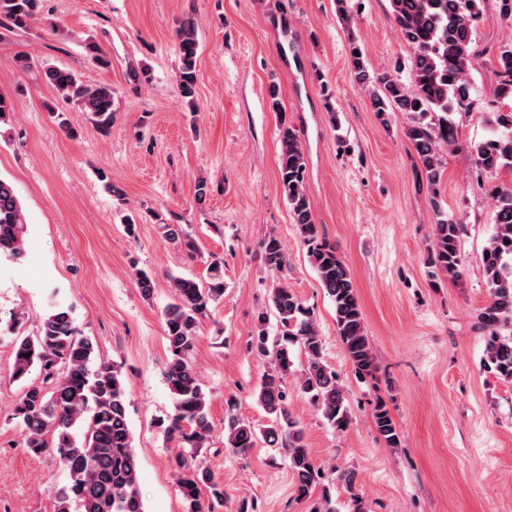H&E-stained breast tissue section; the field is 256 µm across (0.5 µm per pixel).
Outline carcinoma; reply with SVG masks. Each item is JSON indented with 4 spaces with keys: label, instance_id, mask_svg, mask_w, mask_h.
I'll return each instance as SVG.
<instances>
[{
    "label": "carcinoma",
    "instance_id": "1",
    "mask_svg": "<svg viewBox=\"0 0 512 512\" xmlns=\"http://www.w3.org/2000/svg\"><path fill=\"white\" fill-rule=\"evenodd\" d=\"M43 0H0V24L17 27L41 18ZM486 0H390L395 27L412 51L410 84L382 74L372 76L364 50L350 40L349 67L355 80L368 88L373 111L382 122L390 112H404L410 121L405 136L415 150L430 192L435 216L430 261L436 272L450 280L460 276L459 240L462 225L448 216L440 198L444 170L440 147L454 140V108L472 104L470 76L478 52L472 37L478 24L487 19ZM181 67L177 81L180 96L194 106L196 61L199 48L193 21L184 20L176 30ZM498 72L496 94L512 100V42L496 53ZM45 80L65 103L76 104L88 116L93 128L106 135L114 121L112 87L88 85L71 69L48 66ZM486 124L491 135L474 145L477 167L482 171H512V105L505 112H490ZM306 156L299 131L286 120L279 127V182L293 223L307 247L309 261L321 287L334 306L337 334L356 374H373L375 358L366 334L362 308L349 268L336 244L319 232L313 219V204L306 189ZM494 231L482 253L484 273L490 289L488 303L477 319L487 331L486 362L500 376L512 380V333L503 336L499 328L512 324V186H495L490 191ZM28 222L13 184L0 178V256L19 258L24 252ZM162 236L183 247L189 256L197 244L181 224L159 225ZM264 263L275 274L284 271L288 260L280 241H264ZM172 302L164 312L168 360L165 379L174 401V412L165 432L179 451L172 465L185 512H204L202 489L220 499L223 491L211 470L199 459L200 450L210 445L211 424L208 403L198 373L192 364L199 323L211 306L224 296L223 262L208 264L202 280L169 277ZM269 312L278 323V334L266 328L267 313L258 315L251 348L272 358L257 391V401L268 415L263 428L237 413V402L225 401L224 447L244 454L262 440L288 450L289 467L297 480V493L309 497L321 486L320 474L304 444L303 431L290 410L287 378L293 373L294 349L305 357L298 376V389L308 398L320 417L332 428L343 431L351 421L336 373L323 359V340L311 311L303 306L286 285L277 283L268 298ZM95 357L93 340L84 335L72 310L62 304L42 317L31 336L15 342L14 378L25 381L13 408V416L25 433V450L38 455L53 450L67 475V486L56 495L55 512H145L138 489V466L127 416V400L121 371L103 361L91 368ZM41 381H28L33 369ZM372 419L378 435L389 448L400 444L397 425L386 402L376 403ZM83 426L78 441L74 428ZM351 494L354 512H365L362 498L355 493L356 472L338 475Z\"/></svg>",
    "mask_w": 512,
    "mask_h": 512
}]
</instances>
